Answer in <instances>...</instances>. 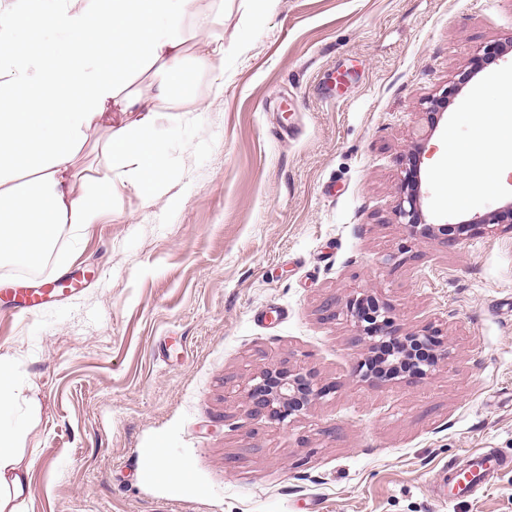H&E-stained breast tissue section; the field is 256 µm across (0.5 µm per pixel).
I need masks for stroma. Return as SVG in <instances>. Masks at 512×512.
Returning <instances> with one entry per match:
<instances>
[{
  "label": "stroma",
  "mask_w": 512,
  "mask_h": 512,
  "mask_svg": "<svg viewBox=\"0 0 512 512\" xmlns=\"http://www.w3.org/2000/svg\"><path fill=\"white\" fill-rule=\"evenodd\" d=\"M224 89L159 127L156 200L128 194L63 234L45 281L78 293L0 316L29 486L15 512H512V231L412 236L396 215L414 141L426 223L453 224L512 199L497 187L449 209L437 161L483 137L512 76V0H217ZM506 54L470 81L473 57ZM369 293L399 333L441 329L448 359L424 377L355 373L367 345L343 314ZM333 304L336 318L321 308ZM335 390L299 418H252L238 389L274 363ZM189 466L172 493L140 475L143 452ZM506 462L468 498L448 467L476 449Z\"/></svg>",
  "instance_id": "obj_1"
}]
</instances>
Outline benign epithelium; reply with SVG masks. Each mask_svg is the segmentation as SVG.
<instances>
[{
	"instance_id": "7a95c632",
	"label": "benign epithelium",
	"mask_w": 512,
	"mask_h": 512,
	"mask_svg": "<svg viewBox=\"0 0 512 512\" xmlns=\"http://www.w3.org/2000/svg\"><path fill=\"white\" fill-rule=\"evenodd\" d=\"M398 217L404 219L415 234L427 237L433 232V225L422 221L420 208V190L413 176L404 178L400 188V199L396 209ZM512 219V202L503 210L461 222L459 227L468 230H485L499 226ZM372 301L369 295L352 297L346 302V315L356 322L363 321L360 309ZM363 334L369 343V354L358 366V374L364 378L379 380L385 377V371L425 376L448 358V348L440 331L427 326L411 331L403 336L392 330L389 310L376 304L369 324L364 326ZM400 340L402 346L385 353L380 347L388 340ZM430 347L435 357L430 361L416 358V350ZM332 387L317 381L314 374L304 368L268 367L252 379V384L243 389V398L252 407L256 416H264L279 424L289 423L308 411L311 405L327 396Z\"/></svg>"
}]
</instances>
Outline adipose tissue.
Masks as SVG:
<instances>
[{
  "label": "adipose tissue",
  "mask_w": 512,
  "mask_h": 512,
  "mask_svg": "<svg viewBox=\"0 0 512 512\" xmlns=\"http://www.w3.org/2000/svg\"><path fill=\"white\" fill-rule=\"evenodd\" d=\"M52 29L59 48L46 47ZM193 60L196 73L224 85V36L209 0H0V265H40L68 230L111 214L127 192L157 196L164 152L160 122H185L176 103ZM99 172L77 160L94 131ZM449 144L444 180L465 197L489 189L483 171L458 170ZM20 380L0 356V512L28 486L15 450L24 422L14 413ZM145 476L188 489V466L160 448L144 456Z\"/></svg>",
  "instance_id": "1"
}]
</instances>
